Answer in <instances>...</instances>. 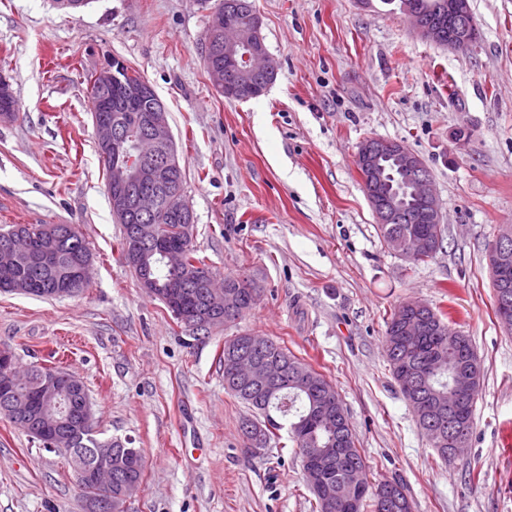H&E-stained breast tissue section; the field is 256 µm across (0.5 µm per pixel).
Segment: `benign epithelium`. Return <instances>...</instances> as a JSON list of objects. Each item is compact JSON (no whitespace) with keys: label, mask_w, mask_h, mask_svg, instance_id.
I'll use <instances>...</instances> for the list:
<instances>
[{"label":"benign epithelium","mask_w":512,"mask_h":512,"mask_svg":"<svg viewBox=\"0 0 512 512\" xmlns=\"http://www.w3.org/2000/svg\"><path fill=\"white\" fill-rule=\"evenodd\" d=\"M403 13L412 20L414 31L424 39L440 42L442 24L425 18L408 0L401 4ZM448 13L454 26L448 29V44L453 51L472 47L479 35L467 0H449ZM209 27L219 38L205 41L204 58L211 84L218 91L240 88L243 83L253 84L255 76H269L277 72V62L269 54L260 34V22H255L251 40L237 32H224V10L214 8ZM91 84L99 91L98 113L94 115L95 145L102 159L112 165V188L109 197L112 212L131 224L135 241L159 251L165 265L174 270L183 263L181 247L165 243L152 224L157 212L158 191L171 185V171L176 167L174 137L168 121L167 109L149 83L133 76L129 65L114 57L106 65L92 72ZM9 81L0 76V121L15 119L9 106ZM390 162L408 174L413 187L411 196L418 204V215L431 223H442L441 203L436 195L432 178L423 172L424 162L402 144L386 139H368L358 148L356 162L368 170L365 180L371 184L367 199L378 224H398L406 211L405 199L390 197L380 189V172ZM168 206L176 220L184 224L188 233L194 223L192 211L185 209L184 199L176 191L168 198ZM388 248L412 259L429 248L421 235L395 236ZM29 241L18 243L10 239L0 247V289L35 295L42 292L34 281L18 282L12 272L18 262L31 256ZM488 266L496 284V299L505 318L503 328L512 330V225L500 226L495 242L487 252ZM93 259L83 257L70 265L66 277L59 282L54 294L68 297L72 285L90 278ZM15 354L0 347V404L4 412L23 424L24 431L35 427L50 436L52 450L61 453L72 464L81 483L94 487L96 495L86 498V512H126L134 492L141 488L137 481H128L121 492L112 495V449H98L96 459L87 460L80 448L70 447L69 429L73 421L84 427L95 422L94 406L84 392L81 380L67 372H53L44 376L40 385L25 399L19 398L17 382L10 367ZM233 372L245 375L257 385L278 384L288 375L257 361H244L233 366Z\"/></svg>","instance_id":"obj_1"}]
</instances>
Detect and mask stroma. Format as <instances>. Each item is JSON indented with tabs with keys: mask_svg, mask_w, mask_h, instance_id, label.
Masks as SVG:
<instances>
[{
	"mask_svg": "<svg viewBox=\"0 0 512 512\" xmlns=\"http://www.w3.org/2000/svg\"><path fill=\"white\" fill-rule=\"evenodd\" d=\"M480 31L455 52L417 35L398 0H254L278 63L258 98L218 95L201 42L211 0H0V74L20 105L0 122V225L73 224L95 255L80 296L0 292V346L20 368L86 385L100 438L142 449L128 512H314L294 448L244 451L246 407L224 388V339L285 343L348 412L371 482L414 512H512V334L495 316L487 244L512 224V0H469ZM169 112L198 254L245 276L258 304L194 336L119 250L85 75L111 57ZM469 138H456L457 130ZM391 139L419 155L442 203L441 249L409 261L380 237L356 166ZM419 300L469 336L485 372L465 450L441 460L384 353L386 320ZM71 467L0 415V512H84Z\"/></svg>",
	"mask_w": 512,
	"mask_h": 512,
	"instance_id": "1",
	"label": "stroma"
}]
</instances>
